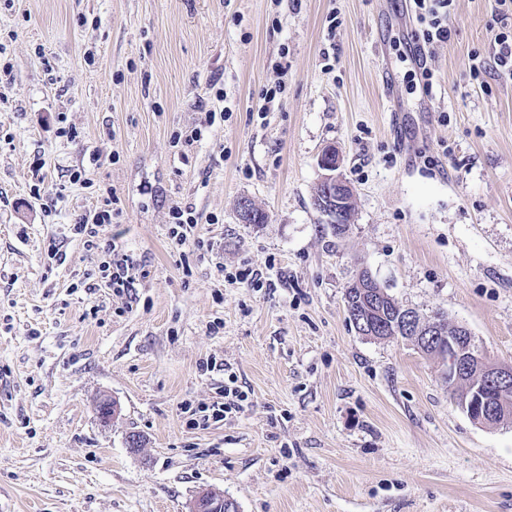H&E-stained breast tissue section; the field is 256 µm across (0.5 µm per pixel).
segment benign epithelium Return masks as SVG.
Wrapping results in <instances>:
<instances>
[{
	"label": "benign epithelium",
	"instance_id": "7a95c632",
	"mask_svg": "<svg viewBox=\"0 0 512 512\" xmlns=\"http://www.w3.org/2000/svg\"><path fill=\"white\" fill-rule=\"evenodd\" d=\"M320 166L328 171L322 180L325 194L316 199V206L328 217V223L341 221L348 195L353 193L351 185L339 173V154L328 148L320 158ZM367 290L359 299L362 316L358 319V333L363 336L373 335V314L380 306L378 296L379 284L370 272H365ZM404 332L413 336H429L426 324L428 319L422 317L413 308L401 312ZM446 369L444 376L448 387L461 395L463 410L469 419L478 425L495 424L502 417H512V364H491L484 353L474 343L471 332L464 326L448 335V352L444 353ZM224 497L212 498L205 492L198 495L192 512H223Z\"/></svg>",
	"mask_w": 512,
	"mask_h": 512
}]
</instances>
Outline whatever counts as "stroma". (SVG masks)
Listing matches in <instances>:
<instances>
[{
	"label": "stroma",
	"mask_w": 512,
	"mask_h": 512,
	"mask_svg": "<svg viewBox=\"0 0 512 512\" xmlns=\"http://www.w3.org/2000/svg\"><path fill=\"white\" fill-rule=\"evenodd\" d=\"M502 12L453 0L427 91L409 0H0V512H191L205 490L238 512H512V420L474 424L440 360L359 335L343 300L368 269L512 363V77L470 71ZM329 147L354 192L340 236L313 206ZM108 189L127 298L89 287L105 256L74 230ZM176 205L211 251L172 248ZM228 369L248 408L192 425ZM216 112H205L204 118L202 117L198 124L189 127L184 132H176L174 135L175 143L183 142L187 145H191L194 142L200 141L204 132L207 131L215 122ZM217 271L220 273L225 283L229 285H240L244 288L262 289L275 288V282L267 273L259 269L243 265L231 267L228 269L224 264L216 265Z\"/></svg>",
	"instance_id": "obj_1"
}]
</instances>
